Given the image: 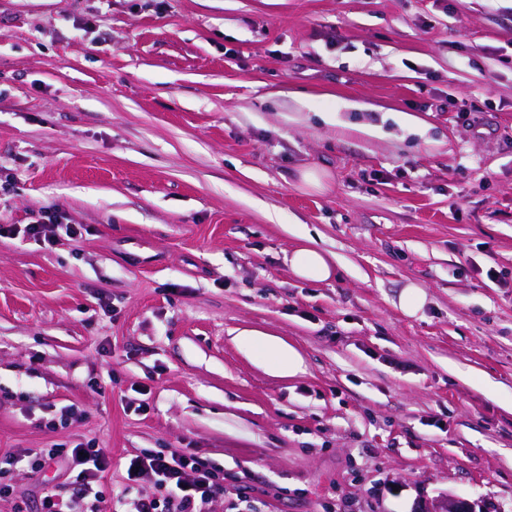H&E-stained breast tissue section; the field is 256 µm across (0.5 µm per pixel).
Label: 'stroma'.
<instances>
[{
    "label": "stroma",
    "mask_w": 512,
    "mask_h": 512,
    "mask_svg": "<svg viewBox=\"0 0 512 512\" xmlns=\"http://www.w3.org/2000/svg\"><path fill=\"white\" fill-rule=\"evenodd\" d=\"M1 224L0 512L80 442L113 498L187 452L216 512H512V0H0ZM63 220V216L58 212L46 210L35 224H27L24 232L33 238H39L48 242L54 241L60 232H64L70 238L81 235L79 226L64 224ZM303 243L286 257L292 273L300 279L313 282H326L334 275L332 259L314 246L311 237H303ZM426 300V293L421 287L415 284H408L400 294L399 306L403 313L413 316L422 309ZM236 336H240L243 344L264 354L273 364L283 367V373L295 374L302 363L298 352L286 342L272 338L259 330H240Z\"/></svg>",
    "instance_id": "obj_1"
}]
</instances>
